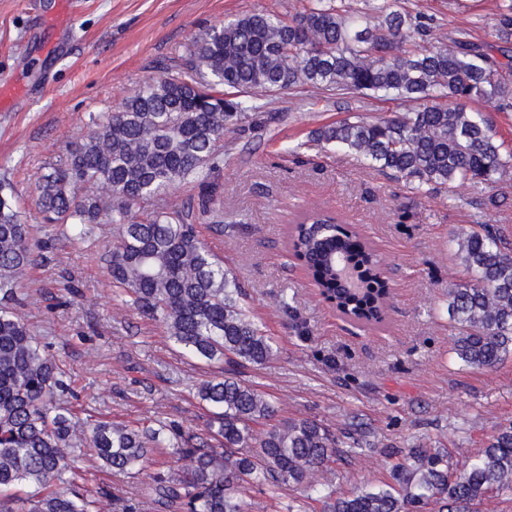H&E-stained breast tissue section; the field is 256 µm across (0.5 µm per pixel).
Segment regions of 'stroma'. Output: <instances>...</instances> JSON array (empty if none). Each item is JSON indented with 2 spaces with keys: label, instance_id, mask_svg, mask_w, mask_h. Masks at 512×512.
<instances>
[{
  "label": "stroma",
  "instance_id": "1",
  "mask_svg": "<svg viewBox=\"0 0 512 512\" xmlns=\"http://www.w3.org/2000/svg\"><path fill=\"white\" fill-rule=\"evenodd\" d=\"M433 19L437 46L470 30L495 44L494 0H396ZM301 0H0V184L11 186L29 223L41 216L34 183L43 166L86 132L90 114L114 111L145 83L166 75L205 27L253 12L296 13ZM400 101L364 94L282 90L268 98L264 131L225 134L211 177L220 186L224 231L197 225L199 238L245 286L246 300L277 341L265 364L238 377L266 395L276 418L321 421L338 436L367 433L355 457L330 464L335 495L391 484L390 451L419 444L446 449L464 464L499 427L512 423V356L490 372L450 352L448 289L464 272L460 236L495 224L512 236V174L494 186L458 182L419 199L404 181L365 166L342 148L291 150L309 132L353 115L389 117ZM496 195L499 207L481 201ZM320 207L358 225L381 256L391 286L384 325L343 319L290 254L286 231L303 208ZM45 262L18 292L32 333L54 357L76 408L116 423L142 421L206 437L209 408L199 385L217 367L192 359L164 326L129 308L109 278L113 227L101 224L76 244L56 235ZM175 470L168 450L152 453L136 475L111 474L113 490L137 497L144 482ZM245 512H326L323 496L257 486L242 493Z\"/></svg>",
  "mask_w": 512,
  "mask_h": 512
}]
</instances>
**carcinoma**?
I'll return each instance as SVG.
<instances>
[{
	"label": "carcinoma",
	"instance_id": "obj_1",
	"mask_svg": "<svg viewBox=\"0 0 512 512\" xmlns=\"http://www.w3.org/2000/svg\"><path fill=\"white\" fill-rule=\"evenodd\" d=\"M494 32L512 43V0H499ZM455 50L432 44L424 16L384 3L353 17L344 0H305L290 16L256 12L195 36L174 73L146 85L90 131L35 184L46 224L83 241L95 224L115 229L108 273L124 302L161 322L187 355L221 363L262 365L274 352L244 306L245 292L197 237L195 224L220 204L208 181L224 133L262 127V101L297 86L370 93L413 103L409 112L374 120L350 116L310 133L323 148L339 146L383 173L430 195L457 181L485 185L512 168L480 101L512 111V59L456 30ZM197 183L198 199L179 206L167 192ZM0 185V512H102L112 492L91 485L72 466L90 448L100 472L140 471L157 448H172L177 472L143 484L155 512H243L239 489L270 493L324 490V469L348 451L315 420L290 419L261 433L275 405L240 380L202 383L199 399L214 409L210 440L162 427L83 419L65 402L71 384L32 335L19 309L7 305L27 269L44 259L40 239L15 193ZM145 203L151 211L141 210ZM288 245L325 301L344 319L384 323L389 284L371 243L349 224L321 212L288 227ZM467 279L448 289L450 351L464 365L492 370L512 355V244L486 225L458 242ZM254 448L252 454L243 453ZM396 485L328 496V512H420L443 502L448 512H480L493 494L512 491V425L499 428L458 469L448 453L411 448L392 464Z\"/></svg>",
	"mask_w": 512,
	"mask_h": 512
}]
</instances>
